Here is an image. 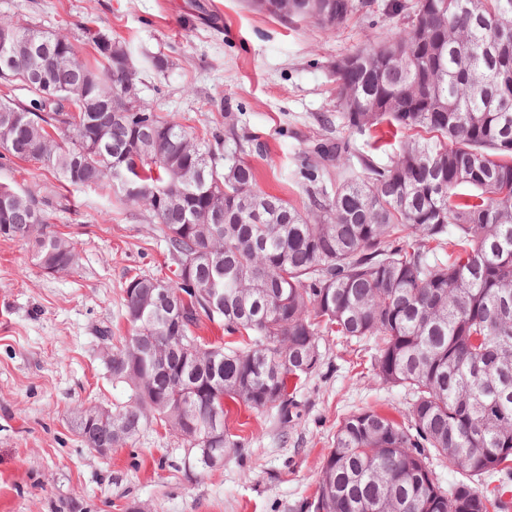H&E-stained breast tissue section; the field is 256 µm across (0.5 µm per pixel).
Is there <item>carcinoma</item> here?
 Instances as JSON below:
<instances>
[{
  "label": "carcinoma",
  "mask_w": 512,
  "mask_h": 512,
  "mask_svg": "<svg viewBox=\"0 0 512 512\" xmlns=\"http://www.w3.org/2000/svg\"><path fill=\"white\" fill-rule=\"evenodd\" d=\"M255 11L285 21L313 20L333 31L357 13L381 14L402 26L357 48L362 63L332 71L336 121L366 133L368 149L336 137L316 154L336 164L356 160L361 175L322 179L305 163L313 207L302 211L256 189V171L234 129L224 152L160 116L144 102L136 116L158 131V150L130 154L113 174L112 145L95 147L85 120L123 85L128 48L93 22L83 25L94 62L60 37L61 52L86 72L82 94L58 85L48 93L24 63L0 71V111L24 115L15 142L0 158L52 170L63 185L116 186L121 200L141 204L160 224L175 266L165 281L180 298V323L166 325L159 307L134 315L140 297L124 288L129 335L112 345V383L128 388L112 420L133 438L151 424L193 447L215 413L229 405L298 416V393L320 366V340H375L372 370L408 390L413 402L399 423L373 408L340 421L305 512H508L509 487L488 493L473 478L512 474V0H248ZM44 31L0 20V38L21 44ZM27 97L15 95L16 86ZM210 172L188 189L191 205L224 211V224H187L163 208L180 162ZM38 213L33 230L0 220V238L28 240L37 264L78 262L74 244L50 222L40 192L0 183V216L17 204ZM178 228L177 236L169 230ZM222 257L218 276L194 271L199 251ZM224 289V313L208 311L210 281ZM224 323L237 341L205 342L201 318ZM194 345L191 364L172 355L160 375L148 353L127 344ZM462 479L445 487L426 449Z\"/></svg>",
  "instance_id": "obj_1"
}]
</instances>
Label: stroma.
<instances>
[{
	"instance_id": "35a3bbf8",
	"label": "stroma",
	"mask_w": 512,
	"mask_h": 512,
	"mask_svg": "<svg viewBox=\"0 0 512 512\" xmlns=\"http://www.w3.org/2000/svg\"><path fill=\"white\" fill-rule=\"evenodd\" d=\"M89 14L125 41L145 102L199 133L257 139L249 160L259 188L300 209L308 203L302 163L315 160L322 139L349 135L336 125L332 68L399 25L358 16L328 32L253 11L246 0H0V19L66 36L84 59L93 56L80 30ZM0 182L40 189L80 256L72 271L51 275L29 245L0 240V512H126L134 504L302 512L342 418L369 406L404 420L410 397L374 374V343L327 336L320 366L302 385L299 418L283 424L271 412H232L226 426L245 446L222 465H201L154 425L111 455L89 451L77 410L126 396L106 369L101 333H127V279L170 277L166 243L143 206L61 186L31 163H1Z\"/></svg>"
}]
</instances>
